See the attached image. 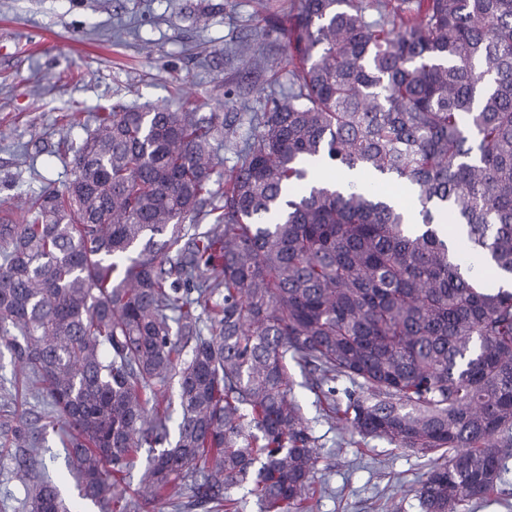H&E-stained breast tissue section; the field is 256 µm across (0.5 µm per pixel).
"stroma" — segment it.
<instances>
[{
  "label": "stroma",
  "mask_w": 512,
  "mask_h": 512,
  "mask_svg": "<svg viewBox=\"0 0 512 512\" xmlns=\"http://www.w3.org/2000/svg\"><path fill=\"white\" fill-rule=\"evenodd\" d=\"M262 0H0V213L20 218V195L62 182L72 143L64 114L93 123L101 106L179 107L198 114L232 96L248 111L263 107L256 88L283 76L287 19L259 22ZM254 44L268 65L240 73L228 50ZM318 440L315 512H387L402 502L420 512L413 490L431 457L386 441L351 440L329 419L315 392L297 388Z\"/></svg>",
  "instance_id": "obj_1"
}]
</instances>
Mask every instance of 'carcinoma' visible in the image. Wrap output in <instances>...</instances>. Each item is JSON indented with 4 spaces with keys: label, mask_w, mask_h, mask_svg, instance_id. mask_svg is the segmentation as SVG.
I'll return each instance as SVG.
<instances>
[{
    "label": "carcinoma",
    "mask_w": 512,
    "mask_h": 512,
    "mask_svg": "<svg viewBox=\"0 0 512 512\" xmlns=\"http://www.w3.org/2000/svg\"><path fill=\"white\" fill-rule=\"evenodd\" d=\"M286 32L288 92L259 89L263 111L104 108L92 129L74 111L67 179L0 220V341L77 491L31 462L37 422L0 425L28 512H156L189 477L204 512H239L243 485L259 512H313L290 360L350 436L438 455L420 512L506 483L512 287L462 256L512 279V0H289Z\"/></svg>",
    "instance_id": "obj_1"
}]
</instances>
